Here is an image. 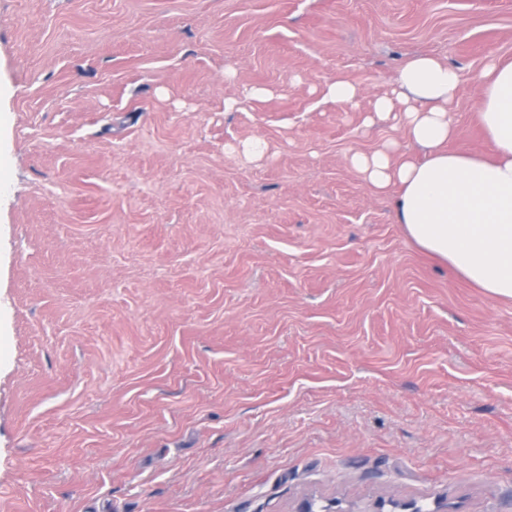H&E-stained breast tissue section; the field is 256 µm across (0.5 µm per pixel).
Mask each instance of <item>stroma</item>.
Instances as JSON below:
<instances>
[{
	"label": "stroma",
	"instance_id": "stroma-1",
	"mask_svg": "<svg viewBox=\"0 0 512 512\" xmlns=\"http://www.w3.org/2000/svg\"><path fill=\"white\" fill-rule=\"evenodd\" d=\"M417 55L492 156L512 0H0L7 512H512V299L347 161L424 157L364 123ZM361 96L362 91L358 86L347 80L338 79L326 87L323 98L336 104L356 108Z\"/></svg>",
	"mask_w": 512,
	"mask_h": 512
}]
</instances>
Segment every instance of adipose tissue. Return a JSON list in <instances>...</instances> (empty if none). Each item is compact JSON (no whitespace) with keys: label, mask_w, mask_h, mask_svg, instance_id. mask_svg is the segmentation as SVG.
Returning <instances> with one entry per match:
<instances>
[{"label":"adipose tissue","mask_w":512,"mask_h":512,"mask_svg":"<svg viewBox=\"0 0 512 512\" xmlns=\"http://www.w3.org/2000/svg\"><path fill=\"white\" fill-rule=\"evenodd\" d=\"M459 83V72L435 57L408 60L365 122L402 123L425 160L395 162L385 148L350 162L376 188L399 185L398 221L416 245L491 298L512 299V63L487 65L475 102L492 159L447 149L459 130Z\"/></svg>","instance_id":"adipose-tissue-1"}]
</instances>
